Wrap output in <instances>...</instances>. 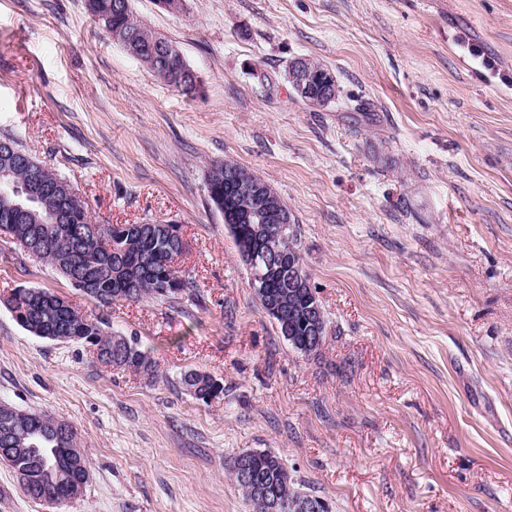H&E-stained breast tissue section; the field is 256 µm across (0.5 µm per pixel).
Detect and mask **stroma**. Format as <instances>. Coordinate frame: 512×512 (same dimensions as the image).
Segmentation results:
<instances>
[{
    "label": "stroma",
    "mask_w": 512,
    "mask_h": 512,
    "mask_svg": "<svg viewBox=\"0 0 512 512\" xmlns=\"http://www.w3.org/2000/svg\"><path fill=\"white\" fill-rule=\"evenodd\" d=\"M131 9L199 93L156 77L85 0H0V139L66 178L100 223L178 225L201 301L103 311L0 239V401L71 424L90 461L62 505L31 500L0 464V512H253L227 468L246 449L281 456L329 512H512V0ZM299 57L335 76L338 102L301 100L285 79ZM224 161L299 226L327 322L315 354L253 294L207 193ZM21 287L106 315L157 377L33 336L6 305ZM190 370L223 395L196 400Z\"/></svg>",
    "instance_id": "35a3bbf8"
}]
</instances>
